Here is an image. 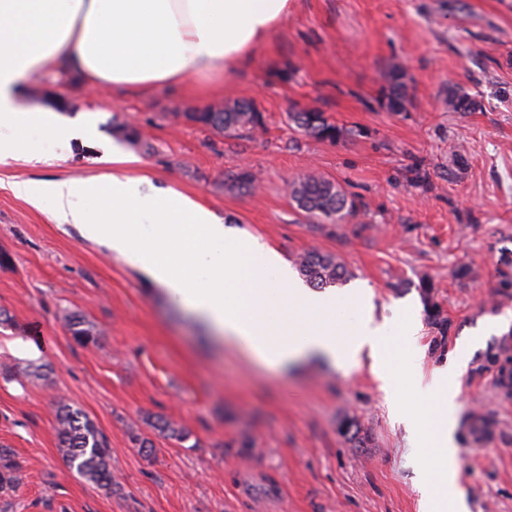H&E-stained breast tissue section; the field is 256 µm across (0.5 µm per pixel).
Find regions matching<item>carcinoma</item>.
I'll use <instances>...</instances> for the list:
<instances>
[{
    "label": "carcinoma",
    "mask_w": 512,
    "mask_h": 512,
    "mask_svg": "<svg viewBox=\"0 0 512 512\" xmlns=\"http://www.w3.org/2000/svg\"><path fill=\"white\" fill-rule=\"evenodd\" d=\"M390 95L388 105L393 111L404 108L405 83L403 68L395 65L388 74ZM452 112H473L479 107L478 101L466 92L455 89L448 91L446 100ZM186 117L203 126L220 130L226 134L241 128L253 130L263 126L262 114L250 100H239L231 105L209 107L186 113ZM290 119L304 133L320 139L334 141L343 135V130L331 123L324 113L316 109H299L289 113ZM290 195L305 213L323 217L336 224L343 223L358 211V204L337 182L320 174L309 173L290 185ZM300 274L314 288H326L342 284L351 276L348 268L329 253L312 250L296 260ZM428 317L437 332L449 334L451 323L437 304L428 307ZM69 327L74 340L87 345L97 339L94 327L82 317L73 315ZM497 369L496 384L505 394H512V370L501 367V353L490 350L484 361L476 368L477 374ZM151 427L158 435L184 442L189 433L175 423L160 418ZM55 431L58 451L70 469L99 487L112 489V449L108 437L97 428L80 409L61 399L56 404ZM24 480L23 467L8 448H0V492L18 489Z\"/></svg>",
    "instance_id": "carcinoma-1"
}]
</instances>
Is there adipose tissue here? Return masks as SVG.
I'll list each match as a JSON object with an SVG mask.
<instances>
[{
	"label": "adipose tissue",
	"instance_id": "obj_1",
	"mask_svg": "<svg viewBox=\"0 0 512 512\" xmlns=\"http://www.w3.org/2000/svg\"><path fill=\"white\" fill-rule=\"evenodd\" d=\"M292 0H0V163L18 157L42 162L39 137L58 146L73 138L55 110L18 104L31 73L75 72L89 86L146 90L178 86L205 96L228 85L288 16ZM33 206L52 201L58 219L82 225L146 270L199 319L240 344L258 363L275 368L323 357L345 371L369 354L387 388L396 371L380 344L367 289L312 291L273 249L241 238L189 197L144 188L120 175L85 181L16 184ZM94 200L107 222L89 223ZM151 226H143V216ZM468 360L459 349L433 377L422 414L430 418L423 456L422 512H469L459 486L455 438L459 379Z\"/></svg>",
	"mask_w": 512,
	"mask_h": 512
}]
</instances>
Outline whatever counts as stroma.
Returning a JSON list of instances; mask_svg holds the SVG:
<instances>
[{"instance_id": "1", "label": "stroma", "mask_w": 512, "mask_h": 512, "mask_svg": "<svg viewBox=\"0 0 512 512\" xmlns=\"http://www.w3.org/2000/svg\"><path fill=\"white\" fill-rule=\"evenodd\" d=\"M407 75L401 111L387 106L392 65ZM474 112L449 111V89ZM67 95L64 123L95 136L49 161L0 165V447L24 471L0 512H420L427 444L395 408L371 358L343 372L310 360L270 369L222 341L165 288L119 253L60 223L51 202L15 193L24 180L144 177L177 191L287 262L335 254L347 285L372 292L386 323L384 349L401 360L398 320L418 316L429 383L456 348L469 350L460 386L457 444L469 512H512V395L495 371L475 375L492 347L512 357V0H293L287 20L224 93L202 100L177 87L121 96L91 93L49 70L28 80ZM254 100L258 131L225 134L187 120L203 107ZM316 108L342 128L337 140L297 130L289 112ZM139 131L127 140L120 124ZM120 162H113V155ZM255 191L235 186L242 167ZM340 183L359 211L342 224L300 211L289 184L308 172ZM431 292H424V285ZM435 302L452 329L439 337ZM94 324L81 345L68 318ZM65 398L107 435L112 489L72 471L57 449L55 401ZM164 417L190 434L157 436ZM354 422L357 435L341 426ZM151 438L143 452L132 430Z\"/></svg>"}]
</instances>
